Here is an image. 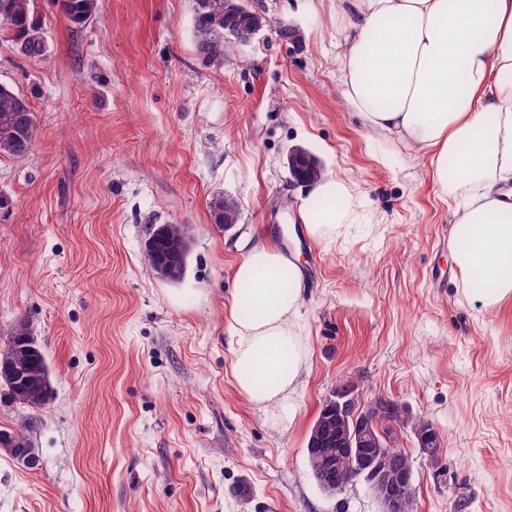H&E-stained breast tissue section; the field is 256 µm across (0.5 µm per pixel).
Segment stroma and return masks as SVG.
<instances>
[{
    "label": "stroma",
    "instance_id": "obj_1",
    "mask_svg": "<svg viewBox=\"0 0 512 512\" xmlns=\"http://www.w3.org/2000/svg\"><path fill=\"white\" fill-rule=\"evenodd\" d=\"M244 3L270 25L214 64L195 50L193 0H97L80 26L34 0L40 58L0 34V84L36 122L25 160L0 157V348L26 320L52 388L43 409L0 394V431L23 429L38 460L0 449V512H382L364 482L330 496L310 478V429L347 381L437 429L436 464L397 439L413 512H512V299L464 295L428 159L345 105L330 0ZM295 147L352 183L349 235L306 234ZM218 193L240 205L232 227L211 220ZM177 223L189 257L171 283L144 241ZM260 241L296 255L306 287L291 417L239 394L224 330Z\"/></svg>",
    "mask_w": 512,
    "mask_h": 512
}]
</instances>
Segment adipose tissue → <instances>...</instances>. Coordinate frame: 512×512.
<instances>
[{
    "instance_id": "ef3b65f1",
    "label": "adipose tissue",
    "mask_w": 512,
    "mask_h": 512,
    "mask_svg": "<svg viewBox=\"0 0 512 512\" xmlns=\"http://www.w3.org/2000/svg\"><path fill=\"white\" fill-rule=\"evenodd\" d=\"M338 82L365 127L429 160L455 216L450 250L464 285L491 307L512 298V0H334ZM301 217L315 240L359 219L348 182L306 187ZM279 249L237 264L224 318L238 391L294 408L305 363L304 286Z\"/></svg>"
}]
</instances>
